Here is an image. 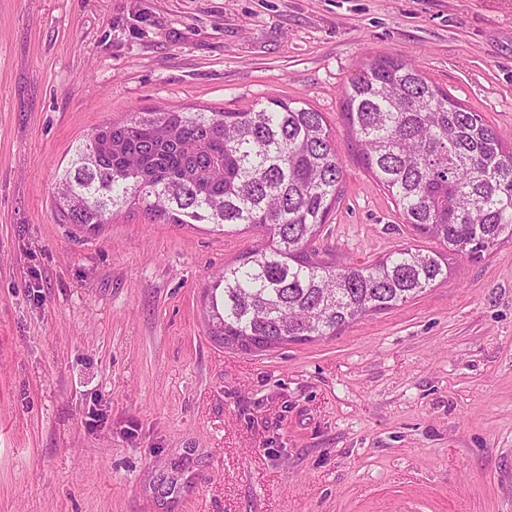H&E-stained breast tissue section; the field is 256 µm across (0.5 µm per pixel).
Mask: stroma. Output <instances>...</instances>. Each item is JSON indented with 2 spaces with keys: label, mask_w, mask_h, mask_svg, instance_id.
Wrapping results in <instances>:
<instances>
[{
  "label": "stroma",
  "mask_w": 512,
  "mask_h": 512,
  "mask_svg": "<svg viewBox=\"0 0 512 512\" xmlns=\"http://www.w3.org/2000/svg\"><path fill=\"white\" fill-rule=\"evenodd\" d=\"M512 138V0H0V512H512V242L336 335L245 352L206 290L256 231L56 221L79 140L145 108L323 112L340 260L434 250L352 151L360 61Z\"/></svg>",
  "instance_id": "35a3bbf8"
}]
</instances>
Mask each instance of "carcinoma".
Segmentation results:
<instances>
[{"label": "carcinoma", "mask_w": 512, "mask_h": 512, "mask_svg": "<svg viewBox=\"0 0 512 512\" xmlns=\"http://www.w3.org/2000/svg\"><path fill=\"white\" fill-rule=\"evenodd\" d=\"M350 145L405 223L443 250L370 264L312 249L341 193L343 159L322 113L299 99L258 110H149L76 144L56 182L61 224L98 233L126 204L161 224L244 225L260 244L208 290L209 334L245 351L333 336L448 279V254L512 240V141L412 63L376 57L343 94Z\"/></svg>", "instance_id": "obj_1"}]
</instances>
